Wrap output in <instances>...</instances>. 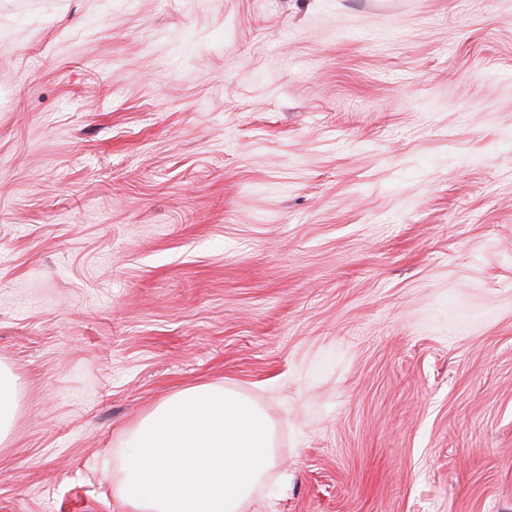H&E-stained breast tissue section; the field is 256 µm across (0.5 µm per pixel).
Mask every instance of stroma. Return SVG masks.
<instances>
[{"instance_id": "35a3bbf8", "label": "stroma", "mask_w": 512, "mask_h": 512, "mask_svg": "<svg viewBox=\"0 0 512 512\" xmlns=\"http://www.w3.org/2000/svg\"><path fill=\"white\" fill-rule=\"evenodd\" d=\"M0 512L270 418L240 512H512V0H0ZM18 413V391L16 378L0 367V443L11 433Z\"/></svg>"}]
</instances>
